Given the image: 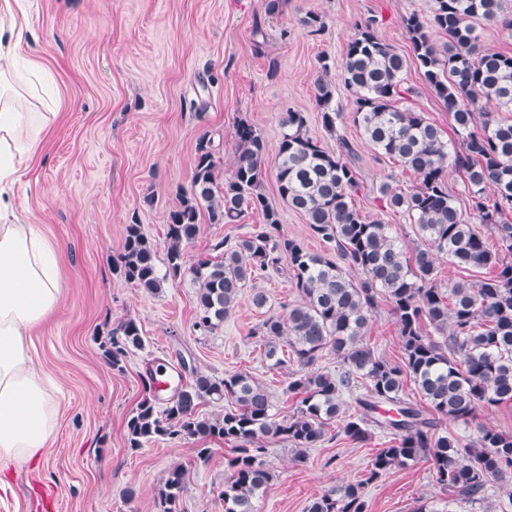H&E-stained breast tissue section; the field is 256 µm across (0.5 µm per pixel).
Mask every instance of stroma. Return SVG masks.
Instances as JSON below:
<instances>
[{"label": "stroma", "instance_id": "1", "mask_svg": "<svg viewBox=\"0 0 512 512\" xmlns=\"http://www.w3.org/2000/svg\"><path fill=\"white\" fill-rule=\"evenodd\" d=\"M431 6L432 0H285L279 13L269 15L264 0H26L31 36L17 54L46 72L37 97L58 118L12 193L15 220L41 225L61 250V302L31 337L36 366L57 387L59 426L46 463L0 470V512H158V489L177 465L189 470L178 512H224V442L214 443L204 461L193 439L128 449L125 423L143 396L141 377L166 364L178 367L183 358L209 375L247 371L276 409L291 413L296 401L286 391L288 371L269 367L251 331L267 316L287 315L300 298L283 275L257 279L244 289L235 313L204 335L193 327L188 282L150 296L114 272L112 259L133 222L165 256L168 213L178 191L191 184L200 138L211 137L224 174H231L235 125L244 118L261 134L272 161L282 115L290 109L306 113L310 135L327 149H335L340 135L352 142L362 185L355 206L412 244L407 219L383 207L377 187L390 176L411 188L415 174L365 142L344 87L336 89L343 112L337 132H326L314 82L320 57L342 66L356 24L371 17L381 38L410 54L401 18L429 13ZM311 11L324 16V31L301 27ZM257 28L262 38L253 34ZM273 63L278 69L272 76ZM266 195L281 212L288 237L323 251L304 216L283 204L275 176L267 178ZM261 221L248 211L234 224H201L189 261L210 256L217 240L248 235ZM257 289L268 297L261 309L252 303ZM127 318L140 325L144 346L118 371L100 343ZM367 340L400 360L398 326L386 300L377 304ZM383 442L379 434L353 442L337 421L320 445L307 449L303 464L293 463L290 446L269 444L264 465L273 479L256 512H306L330 486L346 482L363 484L368 512H413L419 500L440 497L423 464L368 481L369 462Z\"/></svg>", "mask_w": 512, "mask_h": 512}]
</instances>
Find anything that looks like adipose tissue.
Masks as SVG:
<instances>
[{
  "instance_id": "ef3b65f1",
  "label": "adipose tissue",
  "mask_w": 512,
  "mask_h": 512,
  "mask_svg": "<svg viewBox=\"0 0 512 512\" xmlns=\"http://www.w3.org/2000/svg\"><path fill=\"white\" fill-rule=\"evenodd\" d=\"M23 19V0H0V184L27 168L57 118L29 111L16 86L12 43L23 37ZM62 292L59 248L40 225L0 223V461H44L55 434L57 389L27 339L55 313Z\"/></svg>"
}]
</instances>
